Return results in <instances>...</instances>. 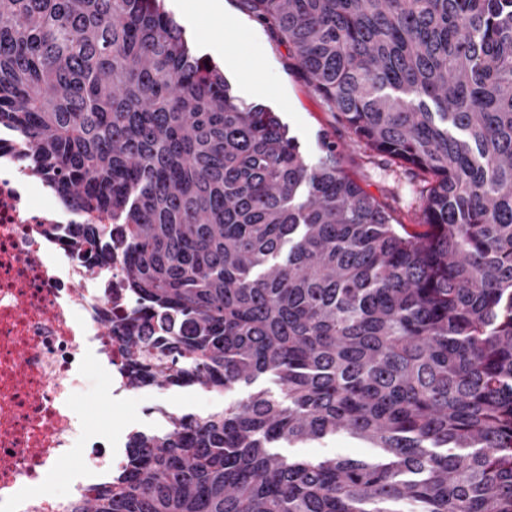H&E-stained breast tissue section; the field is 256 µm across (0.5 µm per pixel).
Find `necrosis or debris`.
Masks as SVG:
<instances>
[{"instance_id":"necrosis-or-debris-1","label":"necrosis or debris","mask_w":512,"mask_h":512,"mask_svg":"<svg viewBox=\"0 0 512 512\" xmlns=\"http://www.w3.org/2000/svg\"><path fill=\"white\" fill-rule=\"evenodd\" d=\"M22 155L0 132V512H70L125 465L122 439L93 443L79 393L92 373L111 400L137 393L122 347L132 299L121 261L107 271L78 259L63 231L75 215L33 206Z\"/></svg>"}]
</instances>
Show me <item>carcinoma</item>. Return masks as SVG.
Returning a JSON list of instances; mask_svg holds the SVG:
<instances>
[{
	"mask_svg": "<svg viewBox=\"0 0 512 512\" xmlns=\"http://www.w3.org/2000/svg\"><path fill=\"white\" fill-rule=\"evenodd\" d=\"M246 2L354 141L433 178L420 229L161 0H0V128L158 325L132 382L278 385L137 437L74 512H512V0ZM341 432L379 455L278 452Z\"/></svg>",
	"mask_w": 512,
	"mask_h": 512,
	"instance_id": "1",
	"label": "carcinoma"
}]
</instances>
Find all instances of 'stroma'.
Masks as SVG:
<instances>
[{
    "label": "stroma",
    "mask_w": 512,
    "mask_h": 512,
    "mask_svg": "<svg viewBox=\"0 0 512 512\" xmlns=\"http://www.w3.org/2000/svg\"><path fill=\"white\" fill-rule=\"evenodd\" d=\"M222 2L223 11L218 15L199 11L195 0H163V7L184 28L197 55L211 59L221 50L236 59V69L224 72L236 95L276 112L305 155L316 156L322 139L336 142L342 148L343 168L385 206L395 223L417 224L431 186L430 176L354 142L337 112L309 87L287 43L271 26L249 11L245 0ZM102 385L99 377L85 383L83 408L94 428L141 429L154 420L160 406L177 415H205L248 394L244 387L235 393L184 387L161 394L146 388L126 405L115 406L102 398ZM288 453L308 459L335 455L360 459L373 456L374 450L368 443L341 434L289 448Z\"/></svg>",
    "instance_id": "1"
}]
</instances>
